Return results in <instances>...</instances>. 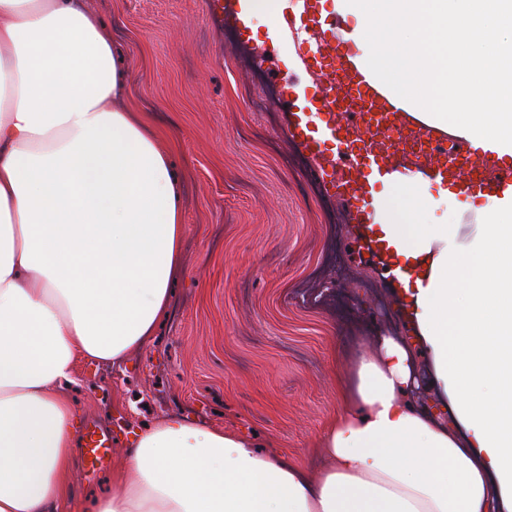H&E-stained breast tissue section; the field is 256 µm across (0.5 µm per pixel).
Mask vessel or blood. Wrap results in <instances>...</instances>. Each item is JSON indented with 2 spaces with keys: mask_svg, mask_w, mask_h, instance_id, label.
Instances as JSON below:
<instances>
[{
  "mask_svg": "<svg viewBox=\"0 0 512 512\" xmlns=\"http://www.w3.org/2000/svg\"><path fill=\"white\" fill-rule=\"evenodd\" d=\"M320 0H288L283 20L304 71L321 84L317 102L288 115L289 137L319 159L321 177L349 205V221L371 226L382 205L379 183L403 170H421L428 182L461 197L491 198L512 186V166L493 152L416 123L393 105L358 64V54L327 20ZM109 449L96 430L85 434L89 466L103 464Z\"/></svg>",
  "mask_w": 512,
  "mask_h": 512,
  "instance_id": "1",
  "label": "vessel or blood"
}]
</instances>
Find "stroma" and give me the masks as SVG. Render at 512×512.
I'll return each instance as SVG.
<instances>
[{
    "label": "stroma",
    "instance_id": "obj_1",
    "mask_svg": "<svg viewBox=\"0 0 512 512\" xmlns=\"http://www.w3.org/2000/svg\"><path fill=\"white\" fill-rule=\"evenodd\" d=\"M112 30L129 97L186 184L183 267L151 346L121 368L78 361L82 425L111 439L109 466L69 476L75 500L106 491L125 433L185 412L305 459L340 391L347 349L397 329L390 289L358 253L347 206L285 134L291 90L319 83L293 43L247 27L239 0H86Z\"/></svg>",
    "mask_w": 512,
    "mask_h": 512
}]
</instances>
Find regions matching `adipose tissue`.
Masks as SVG:
<instances>
[{
    "label": "adipose tissue",
    "mask_w": 512,
    "mask_h": 512,
    "mask_svg": "<svg viewBox=\"0 0 512 512\" xmlns=\"http://www.w3.org/2000/svg\"><path fill=\"white\" fill-rule=\"evenodd\" d=\"M124 94L82 0H0V512H512V187L478 204L414 171L376 216L406 333L355 353L326 465L173 414L73 504L75 364L148 345L182 269L184 184Z\"/></svg>",
    "instance_id": "adipose-tissue-1"
}]
</instances>
